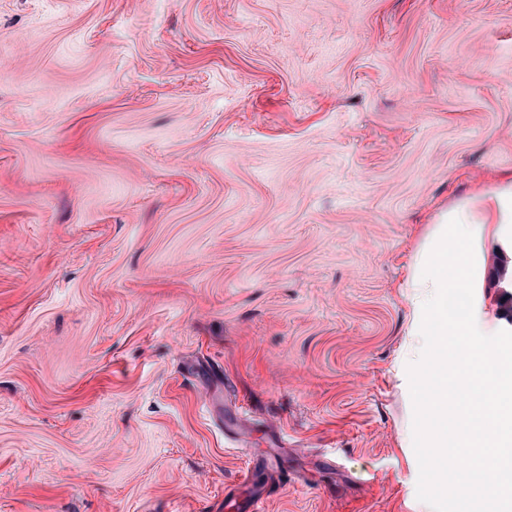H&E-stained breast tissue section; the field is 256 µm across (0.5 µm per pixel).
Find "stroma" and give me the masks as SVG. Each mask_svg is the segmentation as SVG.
Here are the masks:
<instances>
[{
	"label": "stroma",
	"instance_id": "35a3bbf8",
	"mask_svg": "<svg viewBox=\"0 0 512 512\" xmlns=\"http://www.w3.org/2000/svg\"><path fill=\"white\" fill-rule=\"evenodd\" d=\"M502 174L512 0H0V512H474L405 284ZM257 467H249L236 484L241 502L240 509L242 512L255 511L256 504L266 495L265 487L259 486L257 483Z\"/></svg>",
	"mask_w": 512,
	"mask_h": 512
}]
</instances>
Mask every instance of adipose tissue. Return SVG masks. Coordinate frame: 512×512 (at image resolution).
<instances>
[{
  "instance_id": "ef3b65f1",
  "label": "adipose tissue",
  "mask_w": 512,
  "mask_h": 512,
  "mask_svg": "<svg viewBox=\"0 0 512 512\" xmlns=\"http://www.w3.org/2000/svg\"><path fill=\"white\" fill-rule=\"evenodd\" d=\"M512 224V176L475 190L469 199L441 212L411 271L412 297L423 332L435 348L430 407L440 425L448 423V391H474L467 404L468 433L433 440L436 458L461 463L458 489L467 499L494 501L512 495L504 460L512 451V364L467 339L472 307L465 297L478 287L473 245Z\"/></svg>"
}]
</instances>
